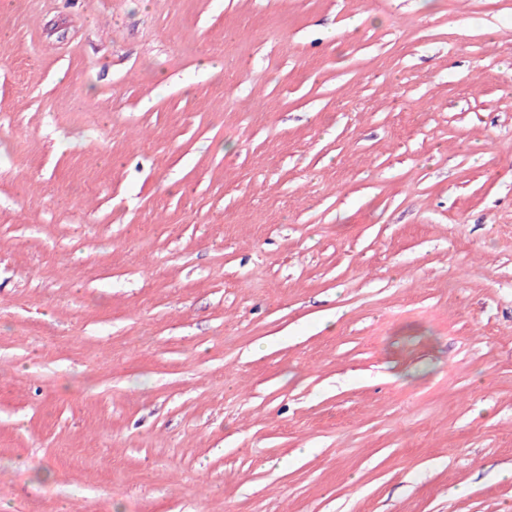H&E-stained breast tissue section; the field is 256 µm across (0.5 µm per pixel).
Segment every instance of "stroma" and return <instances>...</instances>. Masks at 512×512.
Returning <instances> with one entry per match:
<instances>
[{"instance_id": "35a3bbf8", "label": "stroma", "mask_w": 512, "mask_h": 512, "mask_svg": "<svg viewBox=\"0 0 512 512\" xmlns=\"http://www.w3.org/2000/svg\"><path fill=\"white\" fill-rule=\"evenodd\" d=\"M512 0H0V512H512Z\"/></svg>"}]
</instances>
